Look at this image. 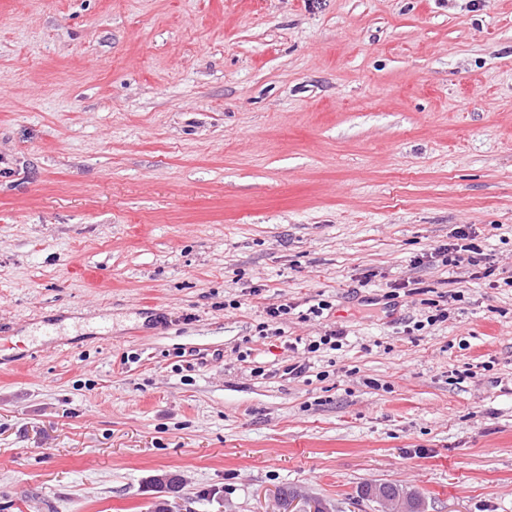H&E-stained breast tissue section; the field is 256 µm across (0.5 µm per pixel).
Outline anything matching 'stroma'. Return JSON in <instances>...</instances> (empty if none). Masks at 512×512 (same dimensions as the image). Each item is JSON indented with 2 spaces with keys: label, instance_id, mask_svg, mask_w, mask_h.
<instances>
[{
  "label": "stroma",
  "instance_id": "35a3bbf8",
  "mask_svg": "<svg viewBox=\"0 0 512 512\" xmlns=\"http://www.w3.org/2000/svg\"><path fill=\"white\" fill-rule=\"evenodd\" d=\"M465 224L511 276L512 0H0V512H512V288L410 264ZM421 303L422 305H427L430 309L434 308V311H428V315L425 314V320H417L415 322L411 321L410 323H413V327L407 326L409 329L407 331H422L426 326H434L439 322L442 323L448 320V307L443 308L444 305L441 307L439 303L437 304L434 300H421ZM300 305L293 303H278L273 302L269 303L265 307L266 321L259 324V335L263 336V338H268L270 336L282 337L284 331L279 327L280 324L283 323L286 316L289 314H293ZM347 334L343 329H329L321 336H311L303 346L304 353H316L321 349L340 350L345 344ZM397 484L392 482H381L378 486L373 484H367L361 488L360 497L363 500H370L371 496L374 495L376 491H379L385 495H390L394 493L395 487ZM411 492L405 489L404 491L399 492L398 496L392 500L386 501L381 497H372V501L375 503L382 504L384 510L383 512H414V508L412 506V499L410 496Z\"/></svg>",
  "mask_w": 512,
  "mask_h": 512
}]
</instances>
